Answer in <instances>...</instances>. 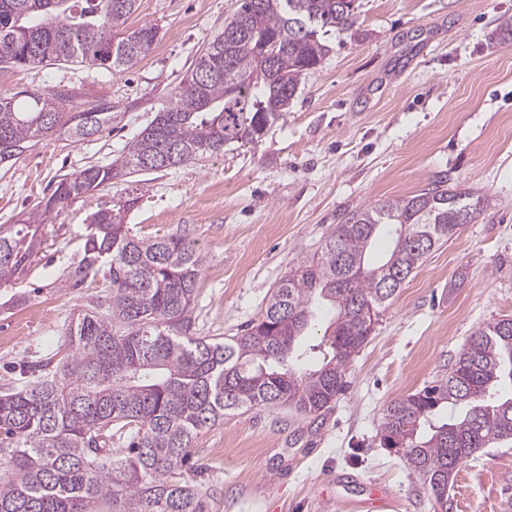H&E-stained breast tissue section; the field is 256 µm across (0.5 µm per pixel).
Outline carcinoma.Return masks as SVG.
Masks as SVG:
<instances>
[{"mask_svg": "<svg viewBox=\"0 0 512 512\" xmlns=\"http://www.w3.org/2000/svg\"><path fill=\"white\" fill-rule=\"evenodd\" d=\"M138 0H0V68L135 66L157 26L126 29ZM356 0H237L217 35L172 90L167 105L117 161L65 174L16 229L0 228V285L25 274L42 249L39 225L71 201L128 174L166 171L164 156L201 161L232 144L255 145L329 53L324 36L356 20ZM68 89L0 97V163L46 137L71 143L112 123V103L73 104ZM488 200L433 181L419 193L344 217L312 257L271 288L242 333L215 341L191 333L205 258L182 236L143 239L121 212L90 217L67 280L107 264L109 286L72 320L59 349L26 385L0 391V512H213L183 466L195 435L224 417L287 407L321 418L348 386V364L368 343L380 310L436 246L458 214ZM385 231L393 247L372 256ZM332 311L328 337L301 340L316 310ZM512 322L479 327L448 376L387 406L383 440L448 512L460 467L512 440ZM123 448L112 450V443Z\"/></svg>", "mask_w": 512, "mask_h": 512, "instance_id": "1", "label": "carcinoma"}]
</instances>
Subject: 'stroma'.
Listing matches in <instances>:
<instances>
[{"label":"stroma","instance_id":"35a3bbf8","mask_svg":"<svg viewBox=\"0 0 512 512\" xmlns=\"http://www.w3.org/2000/svg\"><path fill=\"white\" fill-rule=\"evenodd\" d=\"M357 22L328 35L324 64L255 146L125 178L40 225L42 251L0 287V389L22 385L56 352L68 321L105 288L69 287L90 216L129 197L132 234L184 236L205 257L195 335H236L268 290L359 207L409 196L447 177L490 202L435 248L381 313L349 365L347 392L322 423L288 409L225 417L189 448L214 512H434L427 484L380 441L394 400L447 376L481 325L512 317V0H357ZM235 0H139L128 23L157 25L152 51L123 72L53 65L0 77V96L71 88L105 99L112 125L79 143L47 138L0 164V225L17 223L62 175L107 164L165 106ZM450 512H512V441L460 468Z\"/></svg>","mask_w":512,"mask_h":512}]
</instances>
